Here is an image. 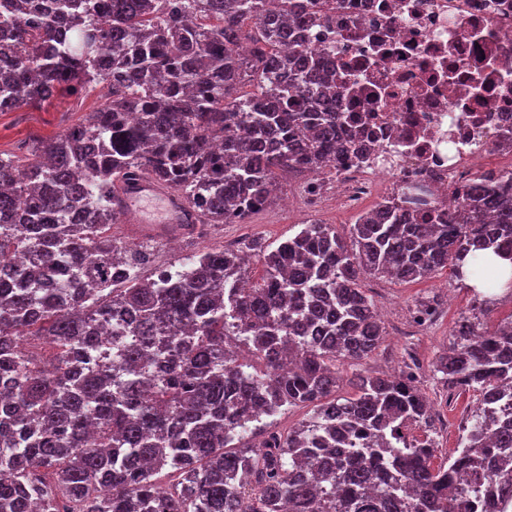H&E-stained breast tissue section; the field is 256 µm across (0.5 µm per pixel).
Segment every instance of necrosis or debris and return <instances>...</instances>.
<instances>
[{
	"instance_id": "1",
	"label": "necrosis or debris",
	"mask_w": 512,
	"mask_h": 512,
	"mask_svg": "<svg viewBox=\"0 0 512 512\" xmlns=\"http://www.w3.org/2000/svg\"><path fill=\"white\" fill-rule=\"evenodd\" d=\"M315 13L302 38L336 57L351 148L332 179L307 173L303 196L447 223L449 197L499 174L486 157H512V0H317Z\"/></svg>"
}]
</instances>
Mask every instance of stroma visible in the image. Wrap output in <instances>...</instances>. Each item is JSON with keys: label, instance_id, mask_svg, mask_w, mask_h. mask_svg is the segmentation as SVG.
<instances>
[{"label": "stroma", "instance_id": "obj_1", "mask_svg": "<svg viewBox=\"0 0 512 512\" xmlns=\"http://www.w3.org/2000/svg\"><path fill=\"white\" fill-rule=\"evenodd\" d=\"M101 102L99 91H82L54 97L38 107H21L0 112V153L24 156L33 145L52 139L80 123ZM279 194H288V176H279ZM279 201L254 213L248 225L217 224L208 236L191 237L185 234L144 235L138 238L154 253L159 265L180 267L184 258L203 251L223 247L226 240L243 245L258 239L268 249L293 237L302 224L332 225L342 237H349L355 221L353 213L342 209L335 196H328L318 210H309L302 202L283 207ZM363 286L384 313L385 337L380 347L368 359L347 362L340 367L337 396L354 393L363 375H398L413 371L416 384L430 401L435 427L432 431L413 428L414 438H430L436 448L435 464L447 463L462 436V425L476 407L477 394L471 390H448L446 384L432 371L435 360L443 355L452 340L451 333L462 315L471 314L476 303L466 282L446 268L435 275L410 283H397L385 278L365 277ZM437 298L440 316L430 325H415L419 304Z\"/></svg>", "mask_w": 512, "mask_h": 512}]
</instances>
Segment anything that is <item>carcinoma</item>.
Listing matches in <instances>:
<instances>
[{
    "label": "carcinoma",
    "instance_id": "1",
    "mask_svg": "<svg viewBox=\"0 0 512 512\" xmlns=\"http://www.w3.org/2000/svg\"><path fill=\"white\" fill-rule=\"evenodd\" d=\"M306 18L295 0H0V112L108 87L83 123L22 159L0 154V512H477L493 458L500 512L512 508V420L486 407L512 400V320L460 318L435 365L448 389L479 393L446 468L432 440L406 434L431 417L412 375L362 376L332 397L336 363L385 336L363 276L450 266L495 280L481 252L512 263V172L448 199L447 224L371 211L348 242L306 224L272 251L254 239L190 255L175 276L142 275L151 250L109 234L142 176L195 223L235 224L273 202L281 172L346 149L336 58L279 53ZM245 39L262 69L238 53ZM255 79L258 93L236 95ZM23 338L54 349L52 370ZM298 405L314 406L309 422L246 442L257 408ZM350 436L356 462L336 454ZM163 469L175 490L154 482Z\"/></svg>",
    "mask_w": 512,
    "mask_h": 512
}]
</instances>
